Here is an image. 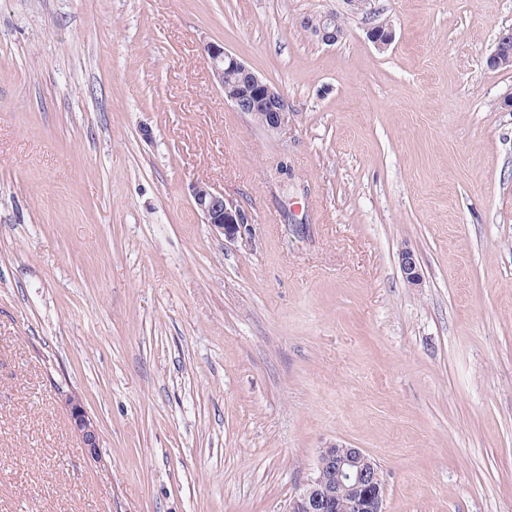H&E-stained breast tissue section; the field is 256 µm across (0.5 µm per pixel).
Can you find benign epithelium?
<instances>
[{"label": "benign epithelium", "instance_id": "1", "mask_svg": "<svg viewBox=\"0 0 512 512\" xmlns=\"http://www.w3.org/2000/svg\"><path fill=\"white\" fill-rule=\"evenodd\" d=\"M306 28L325 45H334L342 37L331 14L304 22ZM373 45L383 51L395 39L392 25H377L367 32ZM205 54L213 77L224 86L227 78L238 76L247 80L246 88L229 98L234 109L249 115L257 126L268 133L280 131L288 124V101L277 87L268 83L236 56L224 49L222 43H209ZM194 206L203 215L205 223L235 240L245 234L250 219L247 212L224 192L207 184L192 187ZM401 267L406 281L420 285V274L414 254L409 249L401 251ZM69 411L71 429L78 436L86 455L93 462L102 461L100 436L94 421L89 417L81 400L71 395L65 400ZM385 489L380 478V468L363 449L331 444L322 449L315 476L289 501L287 512H339L345 505L346 512H384Z\"/></svg>", "mask_w": 512, "mask_h": 512}]
</instances>
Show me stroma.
I'll return each instance as SVG.
<instances>
[{"instance_id": "obj_1", "label": "stroma", "mask_w": 512, "mask_h": 512, "mask_svg": "<svg viewBox=\"0 0 512 512\" xmlns=\"http://www.w3.org/2000/svg\"><path fill=\"white\" fill-rule=\"evenodd\" d=\"M331 12L327 46L303 22ZM506 27L512 0H0V512H286L332 443L385 512H512ZM205 54L213 77L224 89V96L239 91L238 80L234 78L241 76L247 80L246 88L228 99L237 112L249 115L257 126L268 133L278 132L288 124L291 112L283 92L229 53L221 43L207 44ZM225 78L232 79L227 81L224 88ZM194 206L203 215L206 224L224 235L225 239L235 240L247 231L250 219L247 212L224 192L207 184L192 187ZM69 411L71 429L78 436L86 455L95 463L102 461L100 454V436L94 421L89 417L81 400L71 395L65 400Z\"/></svg>"}]
</instances>
